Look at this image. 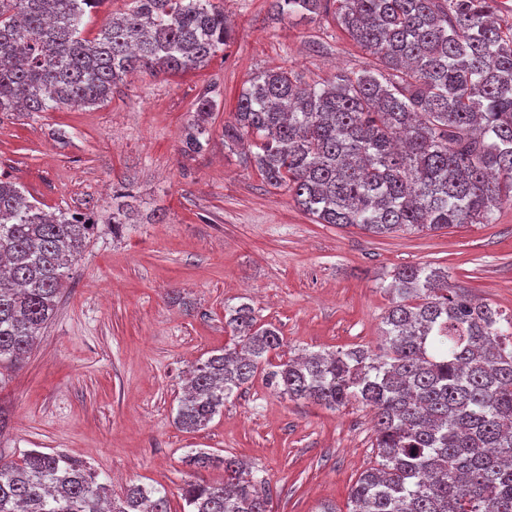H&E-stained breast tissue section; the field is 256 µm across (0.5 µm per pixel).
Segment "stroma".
Here are the masks:
<instances>
[{"mask_svg": "<svg viewBox=\"0 0 512 512\" xmlns=\"http://www.w3.org/2000/svg\"><path fill=\"white\" fill-rule=\"evenodd\" d=\"M215 3L235 34L208 66L133 73L92 107L0 112V178L49 212L108 215L124 189L135 218L118 236L99 226L30 358L0 386L10 416L0 453L36 448L87 462L116 495L160 484L181 512L185 482L224 476L184 464L203 448L262 470L271 512H349L351 485L376 463L369 408L292 400L260 372L206 429L186 433L174 418L188 369L228 343L224 308L243 303L279 330L280 358L377 351L385 287L403 266L446 270L449 284L511 312L512 203L493 223L435 232L373 236L315 223L220 132L257 71L291 68L323 83L373 57L329 19L274 20L267 0ZM212 83V139L183 158L194 100Z\"/></svg>", "mask_w": 512, "mask_h": 512, "instance_id": "stroma-1", "label": "stroma"}]
</instances>
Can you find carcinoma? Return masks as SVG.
Listing matches in <instances>:
<instances>
[{
  "label": "carcinoma",
  "mask_w": 512,
  "mask_h": 512,
  "mask_svg": "<svg viewBox=\"0 0 512 512\" xmlns=\"http://www.w3.org/2000/svg\"><path fill=\"white\" fill-rule=\"evenodd\" d=\"M104 0H0V112L95 106L134 72L205 67L230 25L213 0H127L92 39L84 19ZM269 15L332 18L374 58L308 84L291 69L248 80L224 147L249 142L243 162L286 188L318 224L373 235L490 224L512 202V23L497 0H269ZM216 85L197 97L181 153L204 150ZM112 202V234L131 221ZM98 228L47 212L0 179V384L33 351L70 271ZM385 290L384 351L310 353L274 364L283 345L242 303L224 308L233 344L188 373L175 416L205 429L224 402L265 372L292 400L375 411L376 466L352 485L350 512H512V314L470 298L448 272L394 271ZM224 479L189 482L183 512H271L266 479L232 457ZM171 512L163 486L113 498L84 462L38 449L0 455V512Z\"/></svg>",
  "instance_id": "carcinoma-1"
}]
</instances>
